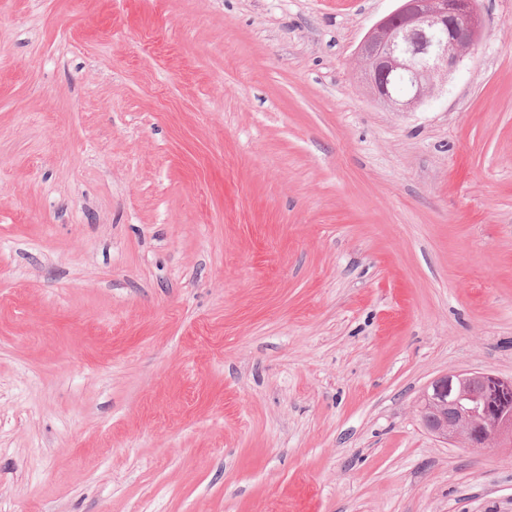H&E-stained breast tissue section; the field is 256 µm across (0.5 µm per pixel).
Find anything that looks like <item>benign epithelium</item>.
<instances>
[{
	"label": "benign epithelium",
	"instance_id": "benign-epithelium-1",
	"mask_svg": "<svg viewBox=\"0 0 512 512\" xmlns=\"http://www.w3.org/2000/svg\"><path fill=\"white\" fill-rule=\"evenodd\" d=\"M399 6L380 19L356 51L361 71L374 96L393 112H410L423 105L448 80L476 46L481 18L475 0H398ZM406 73L412 90L397 95L390 77ZM512 379L487 372H450L434 379L418 399L424 428L439 439L489 451L512 441V409L494 400Z\"/></svg>",
	"mask_w": 512,
	"mask_h": 512
}]
</instances>
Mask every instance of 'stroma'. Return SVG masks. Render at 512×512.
<instances>
[{"instance_id": "stroma-1", "label": "stroma", "mask_w": 512, "mask_h": 512, "mask_svg": "<svg viewBox=\"0 0 512 512\" xmlns=\"http://www.w3.org/2000/svg\"><path fill=\"white\" fill-rule=\"evenodd\" d=\"M397 6L0 0V512H512V0L412 112ZM511 387V378L483 371L449 372L424 388L418 414L435 437L446 442L458 438L467 448L489 451L512 441V411L493 397L498 389Z\"/></svg>"}]
</instances>
